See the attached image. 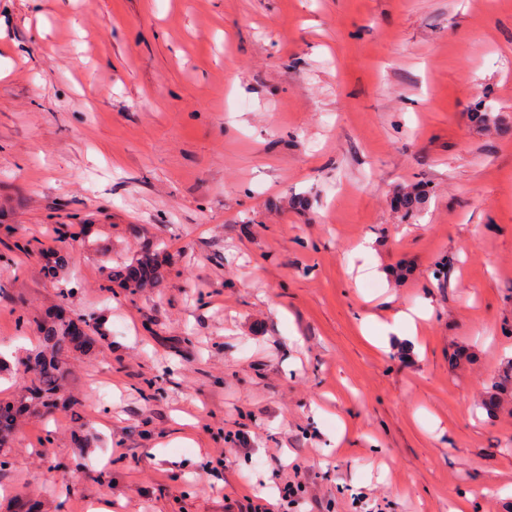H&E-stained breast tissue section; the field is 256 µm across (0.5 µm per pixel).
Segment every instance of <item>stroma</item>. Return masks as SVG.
Masks as SVG:
<instances>
[{"label":"stroma","mask_w":512,"mask_h":512,"mask_svg":"<svg viewBox=\"0 0 512 512\" xmlns=\"http://www.w3.org/2000/svg\"><path fill=\"white\" fill-rule=\"evenodd\" d=\"M156 246L160 287L102 289ZM64 288L104 336L0 512L272 503L269 448L300 512H512V0H0V401ZM227 431L254 454L205 474Z\"/></svg>","instance_id":"stroma-1"}]
</instances>
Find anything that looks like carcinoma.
Here are the masks:
<instances>
[{
    "label": "carcinoma",
    "mask_w": 512,
    "mask_h": 512,
    "mask_svg": "<svg viewBox=\"0 0 512 512\" xmlns=\"http://www.w3.org/2000/svg\"><path fill=\"white\" fill-rule=\"evenodd\" d=\"M104 288L112 284L131 292L159 285L165 277L169 260L162 249L140 251L128 261L110 266L112 257H101ZM95 324H87V332L75 330L74 322L59 319L41 328L42 349L29 359L34 376L21 387V396L13 402H0V466L6 464L17 421V412L30 417H48L60 409H73L77 399L65 391L69 375L67 361L76 351H86L94 341Z\"/></svg>",
    "instance_id": "1"
}]
</instances>
